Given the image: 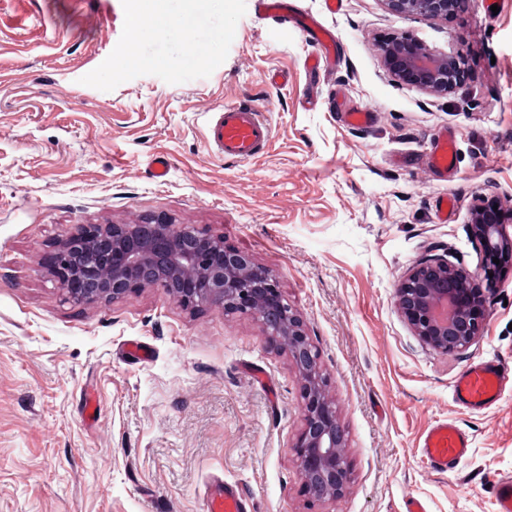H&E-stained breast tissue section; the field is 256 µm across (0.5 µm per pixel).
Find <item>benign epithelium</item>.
Wrapping results in <instances>:
<instances>
[{"instance_id": "7a95c632", "label": "benign epithelium", "mask_w": 512, "mask_h": 512, "mask_svg": "<svg viewBox=\"0 0 512 512\" xmlns=\"http://www.w3.org/2000/svg\"><path fill=\"white\" fill-rule=\"evenodd\" d=\"M394 14L446 19L468 0H382ZM383 65L397 80L432 94L455 90L461 65L453 54L436 53L423 41L390 36L379 45ZM483 208L469 215L471 234L488 256L512 251L502 224H487ZM43 267L75 306L106 305L145 287L163 289L181 307L196 311L220 306L251 316L265 328L269 344L287 352L298 376L302 426L292 445L304 495L314 502L344 494L346 438L336 402L300 316L283 294L278 276L253 256L206 229H187L166 218L151 224H83L56 245ZM480 273L445 258L427 259L395 287L396 304L415 336L444 355H456L481 334L487 318Z\"/></svg>"}]
</instances>
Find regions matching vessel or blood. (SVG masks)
<instances>
[{
  "label": "vessel or blood",
  "mask_w": 512,
  "mask_h": 512,
  "mask_svg": "<svg viewBox=\"0 0 512 512\" xmlns=\"http://www.w3.org/2000/svg\"><path fill=\"white\" fill-rule=\"evenodd\" d=\"M272 133L268 119L247 103L225 105L207 129L209 148L228 160H247L257 155ZM435 169L446 170L455 163L449 140H441L430 151ZM504 370L493 359L473 364L452 388L454 401L467 409L482 411L498 405L503 398ZM470 439L454 421L443 419L431 425L420 442V451L437 472H453L470 451ZM249 502L239 488L214 481L206 491L205 512H248Z\"/></svg>",
  "instance_id": "1"
}]
</instances>
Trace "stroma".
Listing matches in <instances>:
<instances>
[{"label": "stroma", "instance_id": "stroma-1", "mask_svg": "<svg viewBox=\"0 0 512 512\" xmlns=\"http://www.w3.org/2000/svg\"><path fill=\"white\" fill-rule=\"evenodd\" d=\"M165 2L131 57V0H0V512H204L215 475L242 483L251 512H405L412 497L429 512H496L493 486L512 477V270L482 336L456 355L413 334L394 286L430 256L483 267L471 209L493 195L512 211V0H469L445 20L382 0L334 12L289 0L336 37L316 74L315 42L254 0ZM385 34L461 57L467 80L447 95L397 81L379 56ZM239 100L272 123L244 162L206 141ZM359 107L369 127L345 123ZM444 129L457 161L439 172L426 153ZM157 216L223 235L278 275L345 430L342 497L301 491L297 377L254 319L193 313L159 288L78 307L42 267L78 225ZM483 358L504 366L506 399L475 412L452 384ZM444 418L472 443L450 475L419 449Z\"/></svg>", "mask_w": 512, "mask_h": 512}]
</instances>
